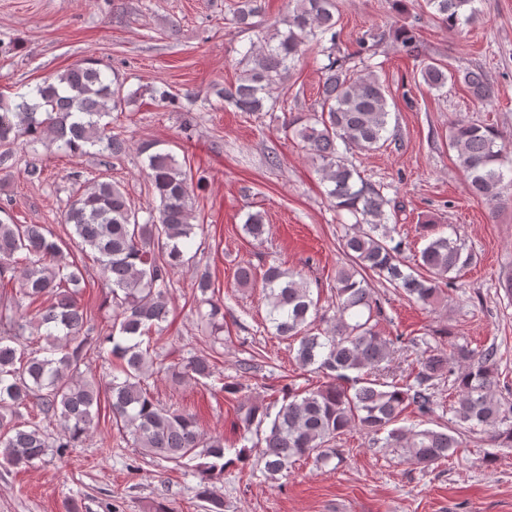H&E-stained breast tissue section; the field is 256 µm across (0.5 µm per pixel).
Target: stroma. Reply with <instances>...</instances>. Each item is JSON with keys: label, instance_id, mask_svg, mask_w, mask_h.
I'll use <instances>...</instances> for the list:
<instances>
[{"label": "stroma", "instance_id": "stroma-1", "mask_svg": "<svg viewBox=\"0 0 512 512\" xmlns=\"http://www.w3.org/2000/svg\"><path fill=\"white\" fill-rule=\"evenodd\" d=\"M228 0H0V95L14 97L30 85L92 59L105 71L126 78L141 94L126 111L111 115L128 143L124 155L102 168L95 157L66 155L56 146L30 152L13 145L0 155V208L17 224H44L54 240L69 241L63 220L75 180L107 173L120 183L139 213L155 206L141 170L138 148L164 143L191 169L196 234L188 265L172 275L170 315L157 337L166 365L178 364L187 350L212 355L229 385L241 392H216L190 380L158 374L150 380L160 404L196 417L202 430L220 435L228 448L256 442L244 431L238 409L269 403L277 388L320 385L301 370L288 341L266 323L261 288L265 269L279 264L302 273L326 316H333L336 275L350 261L344 247L346 224L324 193L306 151L284 129L290 114L317 109L320 68L327 58L307 55L280 87L273 112H233L216 105L218 88L233 83L243 69L239 50L254 31L224 25ZM424 0H338V44L354 52L365 34L378 36L377 74L389 90L398 125L395 140L378 151L348 153L363 179L390 199L395 236L404 260L425 246L424 225L455 230L472 262L454 273L444 299L426 307L407 300L377 277L369 282L384 314L377 329L404 342L392 366L403 370L421 351V341L450 349L465 344L497 350L502 384L512 386V204L497 210L474 199L448 146V127L463 118L494 127L512 139V0H482V17L452 31L423 9ZM416 28L426 57L456 69L482 68L495 98L475 104L465 87L437 92L423 84L419 63L398 43L399 26ZM178 99L164 107L154 89ZM193 124H186V116ZM42 170L28 179L29 165ZM261 213L270 232L256 240L244 234L248 214ZM250 268L253 281L239 285L236 272ZM209 272L224 304V331L212 343L195 311L193 284ZM81 304L96 331L112 322V304L87 263ZM249 360L254 371L241 372ZM337 467L313 459L298 461L288 476L273 480L262 464L232 466L213 485L224 512H512V448L489 445L485 434L467 432L457 455L423 467L381 447L359 429L336 442ZM197 480L186 469L145 456L129 447L112 425L110 411L84 445L61 457L21 470L0 460V512H206L196 496Z\"/></svg>", "mask_w": 512, "mask_h": 512}]
</instances>
